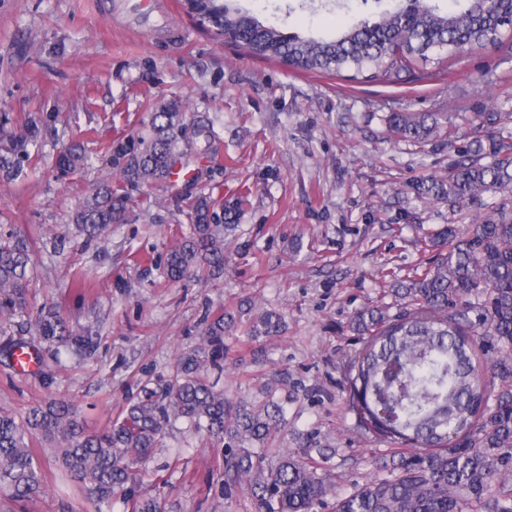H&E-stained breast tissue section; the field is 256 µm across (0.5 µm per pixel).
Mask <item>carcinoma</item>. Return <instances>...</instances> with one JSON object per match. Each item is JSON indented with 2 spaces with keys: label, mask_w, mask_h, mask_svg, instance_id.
<instances>
[{
  "label": "carcinoma",
  "mask_w": 512,
  "mask_h": 512,
  "mask_svg": "<svg viewBox=\"0 0 512 512\" xmlns=\"http://www.w3.org/2000/svg\"><path fill=\"white\" fill-rule=\"evenodd\" d=\"M195 6L222 15L227 30L248 25L259 31L246 42L252 56L313 74L347 69L387 77L441 51L451 57L494 45L512 30V0H464L446 14L425 6L412 25L392 16L379 28L364 23L326 41L286 37L224 0H196ZM385 122L395 135L415 141L440 129L435 112H390ZM185 132L180 102L166 101L145 133L107 147V163L132 187L165 179L186 150ZM477 143L474 156L452 163L448 178L417 183V194L454 206L512 185V140L488 134ZM485 155L490 162H482ZM83 161L73 145L58 155L56 167L70 173ZM129 202L123 187L103 182L76 206L72 223L97 240L126 220ZM222 209L210 194L193 198L189 232L164 258L170 280L224 270V237L233 225L224 223ZM424 249L437 251L433 265L388 289L403 300L399 312L376 304L351 321L358 348L343 382L347 408L388 445L377 474L351 492L338 496L332 484L336 449L285 454L269 446L288 427L273 387L266 388L268 400L253 405L230 400L209 380L208 371L224 370V335L235 326L234 316L224 313L207 323L199 345L179 355L173 378L143 387L107 431H86L78 408L64 400L19 418L0 413V488L17 500L40 494L47 476L30 446L40 438L55 445L62 474L88 498L120 495L132 503L131 512H164L154 499L135 498L137 465L181 419L202 438L224 444V492L247 482L255 512H318L329 496L332 512H512V218L448 225ZM29 252L27 238L0 235L1 313L26 310ZM31 326L49 347L69 343L50 309ZM283 330L275 310L249 323L255 339ZM488 371L499 384L486 379Z\"/></svg>",
  "instance_id": "carcinoma-1"
}]
</instances>
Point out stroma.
<instances>
[{
    "label": "stroma",
    "mask_w": 512,
    "mask_h": 512,
    "mask_svg": "<svg viewBox=\"0 0 512 512\" xmlns=\"http://www.w3.org/2000/svg\"><path fill=\"white\" fill-rule=\"evenodd\" d=\"M98 0H0V233L30 238L33 268L25 313L0 316V345L31 341L41 308L60 315L76 348L29 374L0 354V410L16 414L51 399L79 407L85 425L107 430L147 380H167L179 354L198 345L211 318L236 325L219 379L228 398L259 401L274 376L286 379L288 434L333 448L334 484L350 492L374 473L379 443L361 429L342 390L352 317L383 295L385 275L403 280L422 242L444 226L477 224L512 208V192L490 190L459 207L418 197L417 182L447 175L473 149L479 113L499 112L512 134V31L494 47L438 56L385 78L304 74L248 55L189 15L183 0H160L186 38L171 47L161 28L139 36ZM398 0H229L283 35L330 39L375 23ZM176 99L199 129L165 180L133 188L126 223L106 238L75 236L70 213L103 178L109 143L144 132L149 115ZM388 112H444L446 136L416 143L388 131ZM36 128L27 157L17 146ZM85 151L68 175L56 157ZM211 191L236 231L220 277L168 280L164 257L188 227L192 195ZM280 311L282 336L255 341L249 312ZM32 446L47 475L44 493L0 512H123L74 492L51 449ZM222 444H204L183 422L169 427L141 466L137 495L165 512H253L249 490H223Z\"/></svg>",
    "instance_id": "35a3bbf8"
}]
</instances>
